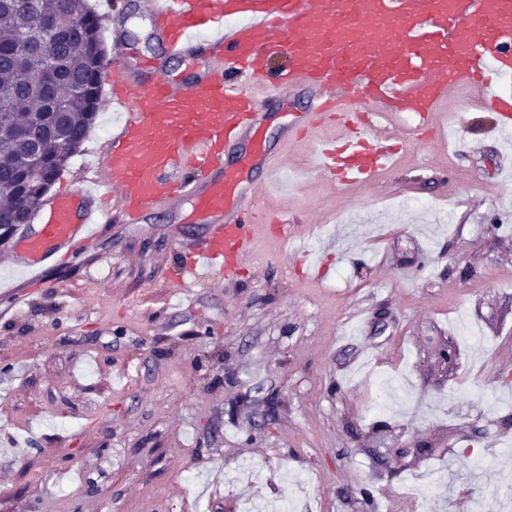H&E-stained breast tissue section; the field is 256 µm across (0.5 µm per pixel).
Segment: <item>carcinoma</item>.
<instances>
[{"label":"carcinoma","mask_w":512,"mask_h":512,"mask_svg":"<svg viewBox=\"0 0 512 512\" xmlns=\"http://www.w3.org/2000/svg\"><path fill=\"white\" fill-rule=\"evenodd\" d=\"M101 44L89 0H0V238L32 219L85 141L101 106Z\"/></svg>","instance_id":"1"}]
</instances>
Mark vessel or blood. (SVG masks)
Masks as SVG:
<instances>
[{"mask_svg": "<svg viewBox=\"0 0 512 512\" xmlns=\"http://www.w3.org/2000/svg\"><path fill=\"white\" fill-rule=\"evenodd\" d=\"M148 13L165 58L192 75L145 61L112 79L123 114L100 169L126 223L176 201L205 225L188 245L183 293L238 273L266 221L260 188L277 181L280 162L264 159L259 183L244 168L262 156L271 95L312 90L299 115L309 127L336 113L341 134L318 143L309 171L338 188L393 166L383 122L407 114L419 128L444 124L445 102L464 87L498 112L495 134L512 135V0H149ZM279 57L285 66L273 68ZM352 92L356 112L346 108ZM245 139L251 156L229 167ZM110 218L86 188L49 196L42 223L14 243L34 287H45L60 251L92 245Z\"/></svg>", "mask_w": 512, "mask_h": 512, "instance_id": "obj_1", "label": "vessel or blood"}]
</instances>
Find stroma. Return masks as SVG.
I'll return each instance as SVG.
<instances>
[{
	"mask_svg": "<svg viewBox=\"0 0 512 512\" xmlns=\"http://www.w3.org/2000/svg\"><path fill=\"white\" fill-rule=\"evenodd\" d=\"M112 68L160 59L145 0ZM306 90L274 99L266 152L303 164L326 125L289 135ZM369 185L314 178L267 210L310 228L308 254L260 229L238 276L184 295L188 204L138 224L113 215L79 260L32 288L11 245L0 285V512H477L512 497V140L478 94L447 102ZM122 110L103 105L61 173L100 177Z\"/></svg>",
	"mask_w": 512,
	"mask_h": 512,
	"instance_id": "35a3bbf8",
	"label": "stroma"
}]
</instances>
